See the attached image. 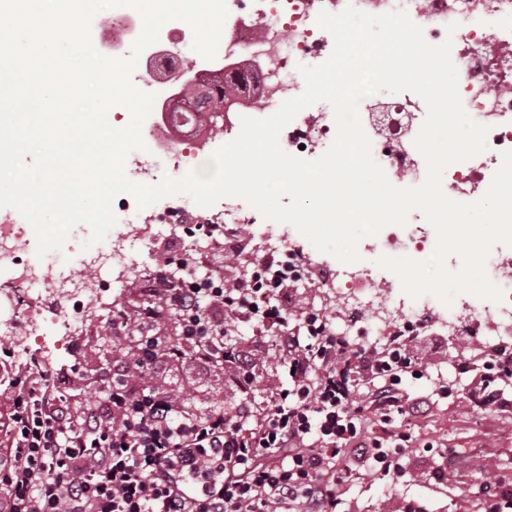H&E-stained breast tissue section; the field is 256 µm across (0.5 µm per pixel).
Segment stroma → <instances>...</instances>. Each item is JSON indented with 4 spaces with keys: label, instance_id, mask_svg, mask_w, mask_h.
<instances>
[{
    "label": "stroma",
    "instance_id": "35a3bbf8",
    "mask_svg": "<svg viewBox=\"0 0 512 512\" xmlns=\"http://www.w3.org/2000/svg\"><path fill=\"white\" fill-rule=\"evenodd\" d=\"M361 264L377 285L394 280L393 271L379 266L382 256H409L420 260L416 251H404L400 246L374 236L363 238L357 246ZM491 300L469 293L455 297L451 305L437 298H428L426 308L436 318L465 315L467 309H480L474 317L469 335L437 336L421 331L413 344L418 347L428 371L424 377L407 379L400 393L403 407L425 401L423 415L397 418L394 424L383 423L379 416L369 415L367 426L371 436L386 438L392 426L410 428L415 437L414 451L405 463L404 476L378 478L367 468L354 467L345 484L337 512H482L483 499L478 494L485 483L502 482L512 485V379L499 385L502 401L482 407L468 400L473 373H459V363L479 364L494 328L483 317V310L492 308ZM107 316L98 305H90L82 320L95 335L74 334L57 345L54 354L45 360L60 380L71 376V365L81 371L104 376L112 371L119 355L114 343L99 344L106 337ZM167 382L190 390L197 404L231 403L241 399L240 390L232 387L227 377L200 373L191 366L171 370ZM440 452L454 466L444 479L431 478L433 452Z\"/></svg>",
    "mask_w": 512,
    "mask_h": 512
}]
</instances>
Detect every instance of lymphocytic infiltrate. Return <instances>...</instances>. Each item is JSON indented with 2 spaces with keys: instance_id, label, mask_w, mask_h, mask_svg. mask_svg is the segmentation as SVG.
<instances>
[{
  "instance_id": "obj_1",
  "label": "lymphocytic infiltrate",
  "mask_w": 512,
  "mask_h": 512,
  "mask_svg": "<svg viewBox=\"0 0 512 512\" xmlns=\"http://www.w3.org/2000/svg\"><path fill=\"white\" fill-rule=\"evenodd\" d=\"M151 294L119 308L114 338L124 365L94 399L76 405L52 367L34 359L12 369L9 418L0 424V512H336L352 461L387 477L401 470L414 438L370 437L366 413L401 414V385L422 360L394 346L393 366L371 348L336 336L327 315L293 323L287 274L250 272L232 283L200 279L192 264L177 278L143 275ZM280 302L265 307L268 294ZM264 313L284 382L258 404H191L156 379L160 366L228 368L237 389L256 377L252 353L225 352L229 322ZM175 328L176 342L166 331Z\"/></svg>"
}]
</instances>
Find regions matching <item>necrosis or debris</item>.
I'll use <instances>...</instances> for the list:
<instances>
[{"mask_svg":"<svg viewBox=\"0 0 512 512\" xmlns=\"http://www.w3.org/2000/svg\"><path fill=\"white\" fill-rule=\"evenodd\" d=\"M225 4L224 40L213 59L201 61L193 47L194 33L188 22L161 27L156 44L140 53L146 66L132 73L134 86L155 94L157 99H166V88L152 78L148 68L149 61L157 57L156 47L160 44L183 45L182 64L188 71L205 76L223 66L247 67L248 77L259 89L261 103L256 106L240 102L225 111L224 131L232 139L240 131L241 117H269L280 102L295 94L299 65L321 64L329 58L334 42L317 23L320 11L335 14L350 5L372 15L403 10L422 27L429 44L452 38L451 58L458 73L462 105L472 120L489 128L486 149L478 161L446 167L450 199L470 202L473 186L486 175L495 174L503 152L512 151V0H225ZM451 23L457 29L450 36L446 27ZM112 27V37L100 40L98 52L128 57L142 32L141 14L136 10L113 11ZM421 108L419 100L409 97L387 102L384 125L371 137L373 156L392 184L403 183L423 162L413 138L407 135L411 113ZM209 125L210 119L205 115H194L189 122L175 125L165 113L152 110L142 124V138L149 149L129 154L127 176L139 183L179 174L190 165L196 151L210 146ZM285 131L286 152L314 160L326 152L334 139L333 115L310 107L300 111ZM112 207L126 231L110 235L106 248L83 257V265L99 275L94 284L77 275L69 264L27 260L25 254L34 240L32 226L11 214L0 213V272H9L15 284L14 290L0 289V337L13 341L16 357L29 354L32 339L42 335L47 325L62 331L77 326L89 302L112 309L113 290L122 287L124 275L140 266L133 250L140 232L154 237L178 228L181 239L190 240L195 253L201 255L222 246L208 233V226L221 224L231 230L255 213L240 198H228L221 205L203 208L189 198L169 197L155 203L147 215L128 193L117 195ZM261 241V250L248 258L252 267L272 272L290 264L295 272H302L306 258L303 239L268 227L262 231ZM344 280L349 281L350 291L336 312V335L350 340L370 336L379 341L388 335L395 317L408 333L426 327L422 305L413 301L388 306L387 296L357 265L345 264L328 271L319 285L335 289Z\"/></svg>","mask_w":512,"mask_h":512,"instance_id":"necrosis-or-debris-1","label":"necrosis or debris"}]
</instances>
